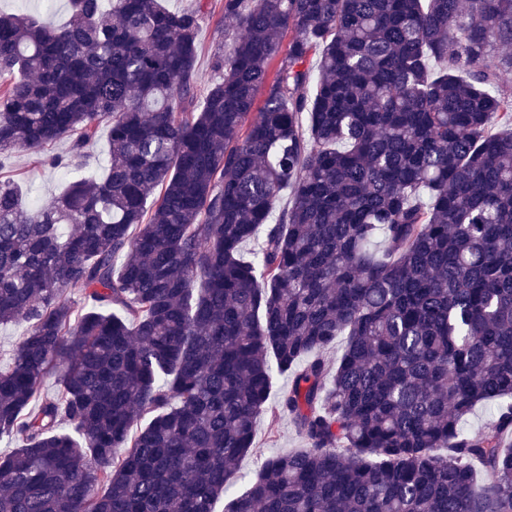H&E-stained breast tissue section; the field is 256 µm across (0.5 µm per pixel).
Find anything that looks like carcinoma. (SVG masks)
<instances>
[{
  "label": "carcinoma",
  "instance_id": "1",
  "mask_svg": "<svg viewBox=\"0 0 512 512\" xmlns=\"http://www.w3.org/2000/svg\"><path fill=\"white\" fill-rule=\"evenodd\" d=\"M70 6L0 15V151L110 123L104 179L0 180V512H214L268 412L307 448L227 512H512V0H224L202 96L206 0ZM209 7L202 16L197 33L199 53L196 66L200 91L218 77L215 64L224 55L237 36V28L232 20L224 18V0H208ZM27 328L26 323L0 325V368H6ZM496 403L478 405L465 422V428L470 431L479 430L490 425L496 417Z\"/></svg>",
  "mask_w": 512,
  "mask_h": 512
}]
</instances>
